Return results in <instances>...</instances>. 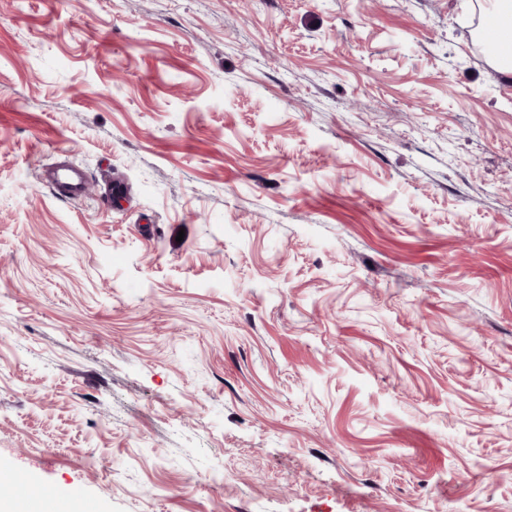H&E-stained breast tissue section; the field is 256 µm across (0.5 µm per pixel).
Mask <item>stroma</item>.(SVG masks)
<instances>
[{
    "instance_id": "stroma-1",
    "label": "stroma",
    "mask_w": 512,
    "mask_h": 512,
    "mask_svg": "<svg viewBox=\"0 0 512 512\" xmlns=\"http://www.w3.org/2000/svg\"><path fill=\"white\" fill-rule=\"evenodd\" d=\"M482 29L478 0H0V463L89 512H512ZM47 181L52 184L59 194L66 198H78L87 190V179L79 168L68 164L58 163L52 166L46 175Z\"/></svg>"
}]
</instances>
